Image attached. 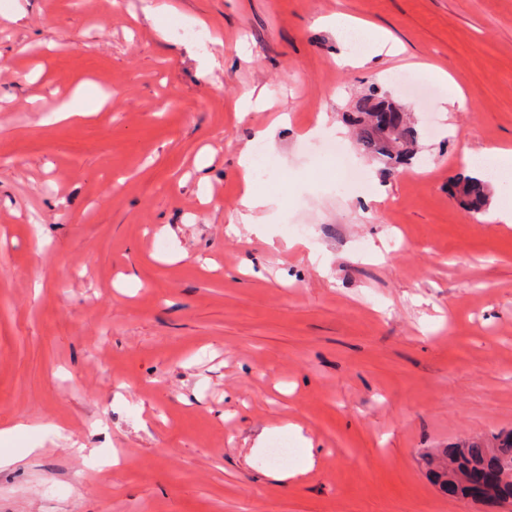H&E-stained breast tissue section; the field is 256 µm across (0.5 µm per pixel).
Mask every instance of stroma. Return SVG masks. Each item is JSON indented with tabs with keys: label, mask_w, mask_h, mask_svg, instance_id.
Segmentation results:
<instances>
[{
	"label": "stroma",
	"mask_w": 512,
	"mask_h": 512,
	"mask_svg": "<svg viewBox=\"0 0 512 512\" xmlns=\"http://www.w3.org/2000/svg\"><path fill=\"white\" fill-rule=\"evenodd\" d=\"M158 2L164 39L142 0H0V427L31 426L0 512H503L443 493L424 456L512 430V227L492 218L512 171L478 217L451 193L464 150L512 148V0ZM336 13L404 54L317 25ZM202 34L222 40L210 76ZM424 64L465 108L401 83ZM86 81L111 103L54 121ZM373 87L420 133L395 172L306 135L348 127ZM253 88L269 109L238 117ZM282 112L253 178L288 203L229 234L239 153ZM305 438L313 469L275 480ZM364 35L369 41L371 49L377 54H385L393 57L400 55L404 51L400 43L389 40L384 33L376 27L365 29ZM422 71L428 78L442 85L446 89L447 95L443 100L444 103H450L458 109L464 108L466 103L464 93L445 72L435 68H425Z\"/></svg>",
	"instance_id": "obj_1"
}]
</instances>
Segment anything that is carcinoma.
Wrapping results in <instances>:
<instances>
[{"label": "carcinoma", "mask_w": 512, "mask_h": 512, "mask_svg": "<svg viewBox=\"0 0 512 512\" xmlns=\"http://www.w3.org/2000/svg\"><path fill=\"white\" fill-rule=\"evenodd\" d=\"M386 107H393V103L374 89L363 95L355 104L352 123L356 128L359 148L364 153L391 165L413 157L418 133L407 114L396 111L390 113L393 133L389 139H382V124L378 119L372 120V116L379 114V111ZM454 190L468 212L474 216L482 213L488 203L487 185L480 178L472 176L460 178L454 183ZM437 454L452 457L458 467L465 470L477 467L512 470V433L494 438L491 444L482 439H473L451 448H438L435 452L428 454L433 482L444 491L453 488L468 496L470 495L468 488L448 482V473L435 463Z\"/></svg>", "instance_id": "cac0c4a2"}]
</instances>
